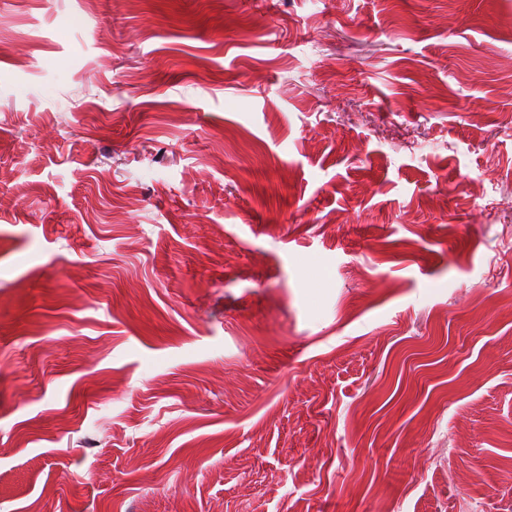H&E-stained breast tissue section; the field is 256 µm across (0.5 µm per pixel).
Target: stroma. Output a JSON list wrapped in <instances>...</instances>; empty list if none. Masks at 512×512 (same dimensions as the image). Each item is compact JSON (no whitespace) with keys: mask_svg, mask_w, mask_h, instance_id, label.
Returning a JSON list of instances; mask_svg holds the SVG:
<instances>
[{"mask_svg":"<svg viewBox=\"0 0 512 512\" xmlns=\"http://www.w3.org/2000/svg\"><path fill=\"white\" fill-rule=\"evenodd\" d=\"M512 0H0V512H512Z\"/></svg>","mask_w":512,"mask_h":512,"instance_id":"stroma-1","label":"stroma"}]
</instances>
